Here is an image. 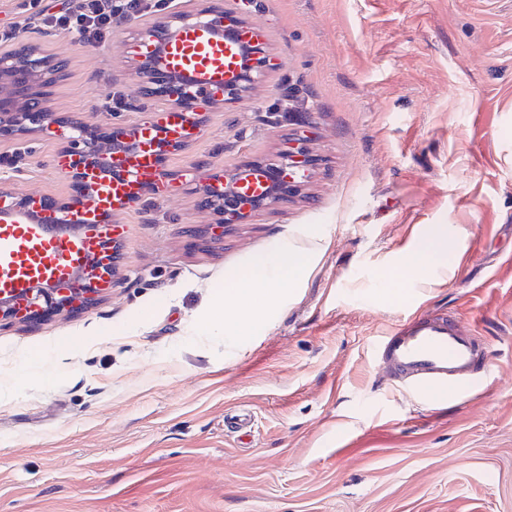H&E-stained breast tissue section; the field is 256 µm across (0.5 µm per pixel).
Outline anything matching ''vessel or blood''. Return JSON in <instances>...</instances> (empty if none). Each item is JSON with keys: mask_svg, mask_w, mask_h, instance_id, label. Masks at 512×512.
<instances>
[{"mask_svg": "<svg viewBox=\"0 0 512 512\" xmlns=\"http://www.w3.org/2000/svg\"><path fill=\"white\" fill-rule=\"evenodd\" d=\"M205 38L210 46L236 45L239 63L254 52L255 29L248 26L212 28ZM195 28L185 29L173 43L163 45L156 59L195 90L223 85V66L204 64L185 70L177 65L185 50L197 41ZM91 187L80 200V223L61 222L43 196H34L29 208H0V303L25 298L36 283H74L102 254L111 225L103 218L126 199L158 186V161L153 152L125 155L113 168L92 167ZM386 364L388 382L403 386L446 390L485 368L488 356L477 340L466 336L457 323L444 317L416 315L375 344Z\"/></svg>", "mask_w": 512, "mask_h": 512, "instance_id": "vessel-or-blood-1", "label": "vessel or blood"}]
</instances>
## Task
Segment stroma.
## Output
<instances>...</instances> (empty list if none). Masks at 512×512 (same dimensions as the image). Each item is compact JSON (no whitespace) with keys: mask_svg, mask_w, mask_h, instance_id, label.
Returning a JSON list of instances; mask_svg holds the SVG:
<instances>
[{"mask_svg":"<svg viewBox=\"0 0 512 512\" xmlns=\"http://www.w3.org/2000/svg\"><path fill=\"white\" fill-rule=\"evenodd\" d=\"M0 0L13 30L68 60L56 112L131 130L144 96L125 20L94 41L47 25L80 0ZM277 66L200 110L165 155L168 195L114 216L95 303L0 322V512H512V0H224ZM309 136L307 182L227 226L198 189ZM65 139L1 136L0 185L66 199ZM453 238L426 270L409 244ZM321 246L251 331L208 333L214 302L289 244ZM491 352L429 395L386 384L375 341L415 314ZM250 412L254 431H226Z\"/></svg>","mask_w":512,"mask_h":512,"instance_id":"stroma-1","label":"stroma"}]
</instances>
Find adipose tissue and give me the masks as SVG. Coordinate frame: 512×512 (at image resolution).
I'll use <instances>...</instances> for the list:
<instances>
[{
  "label": "adipose tissue",
  "instance_id": "adipose-tissue-1",
  "mask_svg": "<svg viewBox=\"0 0 512 512\" xmlns=\"http://www.w3.org/2000/svg\"><path fill=\"white\" fill-rule=\"evenodd\" d=\"M313 256V250L291 245L275 255L259 259L250 278L251 298L237 314L236 324H258L273 306L278 284L302 279L310 269Z\"/></svg>",
  "mask_w": 512,
  "mask_h": 512
}]
</instances>
